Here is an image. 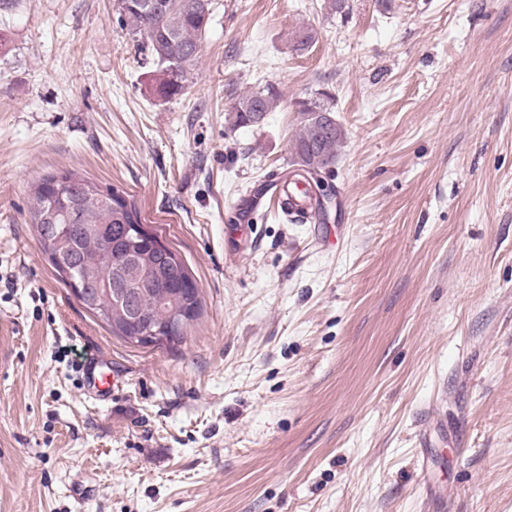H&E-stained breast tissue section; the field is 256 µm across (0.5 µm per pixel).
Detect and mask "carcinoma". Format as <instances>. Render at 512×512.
I'll return each instance as SVG.
<instances>
[{
	"mask_svg": "<svg viewBox=\"0 0 512 512\" xmlns=\"http://www.w3.org/2000/svg\"><path fill=\"white\" fill-rule=\"evenodd\" d=\"M147 2L119 0L121 14L162 71L179 74L162 86L164 93L177 95L183 90L184 74L199 58L210 0H174L160 12L149 10ZM278 100L270 85L241 95L233 105L234 124L261 125ZM300 106L303 125L292 144L293 178H300L299 170L329 174L344 131L331 108L320 101H302ZM29 215L38 233L48 224L63 230L65 244L59 249L53 240L40 238L62 282H67L65 269L73 266L89 274L88 287L112 286V303L86 304L112 334L126 340L148 324L164 329L157 346L177 349L186 343L203 310L201 292L182 258L155 232L143 228L144 237L138 239L136 249L130 248L127 230L142 219L126 192L114 186L104 189L69 171L50 173L33 186Z\"/></svg>",
	"mask_w": 512,
	"mask_h": 512,
	"instance_id": "obj_1",
	"label": "carcinoma"
}]
</instances>
